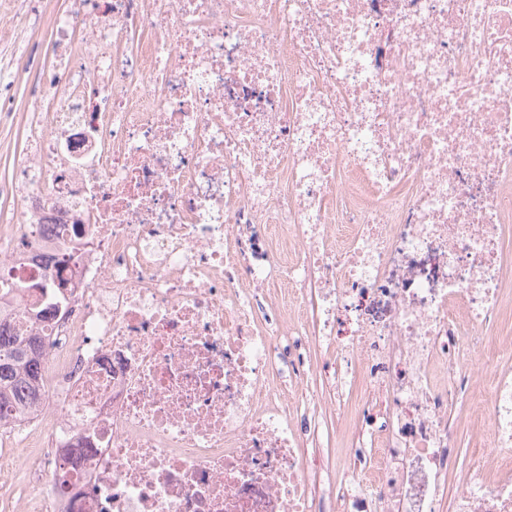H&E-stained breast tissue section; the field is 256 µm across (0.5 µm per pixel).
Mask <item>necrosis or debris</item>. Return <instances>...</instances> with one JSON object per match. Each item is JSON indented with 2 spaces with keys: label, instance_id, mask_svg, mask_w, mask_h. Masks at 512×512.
<instances>
[{
  "label": "necrosis or debris",
  "instance_id": "obj_1",
  "mask_svg": "<svg viewBox=\"0 0 512 512\" xmlns=\"http://www.w3.org/2000/svg\"><path fill=\"white\" fill-rule=\"evenodd\" d=\"M54 44L0 225V319L46 339L10 512H512V0H74ZM323 389L325 391L324 397L326 395V398L322 400L316 417L319 429L317 439L315 440L317 446L314 447V453L320 455L321 458L329 456L331 462V459L336 455L348 456L351 453V449L345 447L347 446L345 416L342 413L336 415V411L331 407V401L324 384ZM479 432V425L477 422L469 419H462L458 425V436L461 448V462L468 465L478 458V448H483L476 444L475 438Z\"/></svg>",
  "mask_w": 512,
  "mask_h": 512
}]
</instances>
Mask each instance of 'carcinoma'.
<instances>
[{"mask_svg": "<svg viewBox=\"0 0 512 512\" xmlns=\"http://www.w3.org/2000/svg\"><path fill=\"white\" fill-rule=\"evenodd\" d=\"M40 365L38 337L19 340L10 324L0 322V425L34 398Z\"/></svg>", "mask_w": 512, "mask_h": 512, "instance_id": "cac0c4a2", "label": "carcinoma"}]
</instances>
